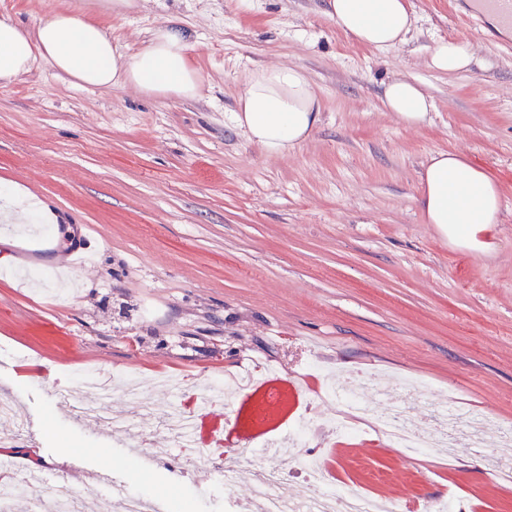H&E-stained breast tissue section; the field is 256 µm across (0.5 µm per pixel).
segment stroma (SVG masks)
Instances as JSON below:
<instances>
[{"instance_id": "obj_1", "label": "stroma", "mask_w": 512, "mask_h": 512, "mask_svg": "<svg viewBox=\"0 0 512 512\" xmlns=\"http://www.w3.org/2000/svg\"><path fill=\"white\" fill-rule=\"evenodd\" d=\"M468 0H410L406 44L379 56L322 12L323 0H138L117 18L96 0H0V16L34 27L79 4L114 41L144 49L174 20L191 35L201 75L193 100H158L129 86L77 85L37 61L0 85V186L18 187L59 216L45 244L24 224L0 239V389L22 419L48 421L30 461L45 484L114 472L128 488L166 492L181 512H240L245 479L213 485L181 475L183 450L158 418L172 390L246 367L300 376L302 404L325 376L369 375L412 386L419 431L437 410L483 420V447L408 456L363 435L314 428L307 454L331 484L420 512L455 494L464 512H512L495 477L512 447V38L485 40L460 20ZM474 47L468 71L428 66L438 41ZM303 68L321 120L285 155L268 154L234 121L252 70ZM396 77L423 83L428 124L411 129L380 106ZM459 150L500 185L501 221L478 246L422 220L427 157ZM133 375L147 392L136 414L148 463L131 469L122 440L59 407L55 382L90 370ZM107 448L110 458L98 456Z\"/></svg>"}]
</instances>
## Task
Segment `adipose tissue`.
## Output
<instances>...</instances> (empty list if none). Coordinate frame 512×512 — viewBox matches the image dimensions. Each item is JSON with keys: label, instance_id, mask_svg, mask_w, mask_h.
Masks as SVG:
<instances>
[{"label": "adipose tissue", "instance_id": "obj_1", "mask_svg": "<svg viewBox=\"0 0 512 512\" xmlns=\"http://www.w3.org/2000/svg\"><path fill=\"white\" fill-rule=\"evenodd\" d=\"M325 15L355 42L380 54L403 45L414 19L407 0H325ZM191 36L166 24L152 31L147 47L121 52L84 9L70 7L28 29L0 18V83L10 84L45 60L76 84L108 88L127 85L158 99L198 97L201 77L190 62ZM472 46L464 39L438 42L428 65L438 72L469 69ZM382 105L401 124H426L433 102L423 84L396 78L385 87ZM321 104L306 73L280 65L251 71L238 98L234 120L251 140L277 155L304 142L320 121ZM419 206L425 223L464 233L500 221L496 181L457 152L431 154L421 172Z\"/></svg>", "mask_w": 512, "mask_h": 512}]
</instances>
